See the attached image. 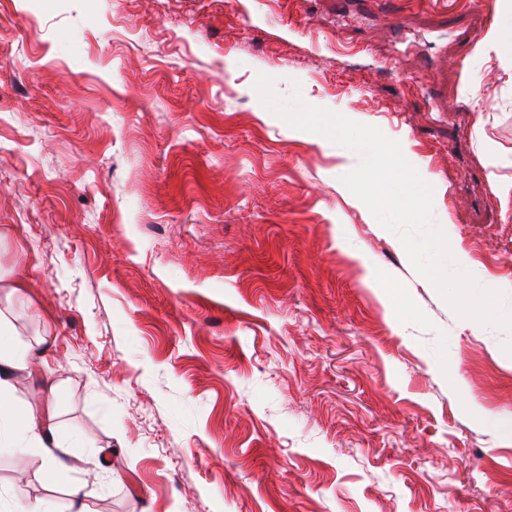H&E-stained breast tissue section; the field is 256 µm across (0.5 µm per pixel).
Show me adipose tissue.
I'll list each match as a JSON object with an SVG mask.
<instances>
[{
  "mask_svg": "<svg viewBox=\"0 0 512 512\" xmlns=\"http://www.w3.org/2000/svg\"><path fill=\"white\" fill-rule=\"evenodd\" d=\"M14 334L12 323L0 315V446L39 448L42 476L53 483L62 479L66 470V449L57 436L55 424L51 418L18 410L10 400L16 373L28 369L42 353L34 346L18 342Z\"/></svg>",
  "mask_w": 512,
  "mask_h": 512,
  "instance_id": "ef3b65f1",
  "label": "adipose tissue"
}]
</instances>
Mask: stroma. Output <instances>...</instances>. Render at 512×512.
<instances>
[{
    "label": "stroma",
    "mask_w": 512,
    "mask_h": 512,
    "mask_svg": "<svg viewBox=\"0 0 512 512\" xmlns=\"http://www.w3.org/2000/svg\"><path fill=\"white\" fill-rule=\"evenodd\" d=\"M512 0H0V310L43 344L15 407L66 481L0 449V512H512L507 335L456 317L286 95L407 144L481 286L512 294V84L474 57ZM486 102L466 100L462 82ZM477 150L487 169L486 179L493 194L499 198L503 208H507L512 204V179H505L500 174L503 164L489 158L488 144L480 145Z\"/></svg>",
    "instance_id": "stroma-1"
}]
</instances>
